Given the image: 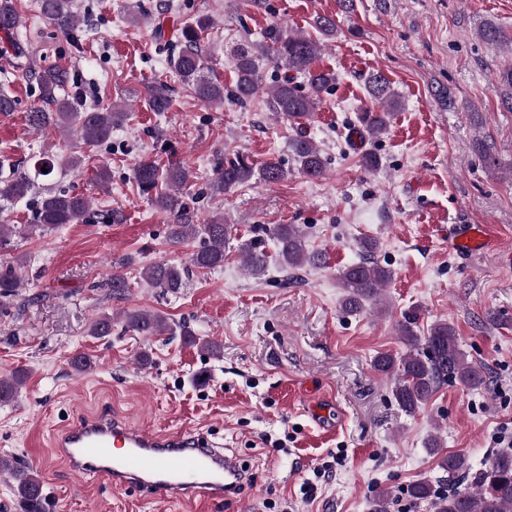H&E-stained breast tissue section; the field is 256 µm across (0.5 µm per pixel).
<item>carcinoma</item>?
<instances>
[{
	"mask_svg": "<svg viewBox=\"0 0 512 512\" xmlns=\"http://www.w3.org/2000/svg\"><path fill=\"white\" fill-rule=\"evenodd\" d=\"M40 12L56 31L73 38L78 33L77 5L74 0H40ZM315 30L324 39L336 38L338 24L333 15H319L314 20ZM211 21L200 16L178 28V54L170 56L171 70L182 82L190 86L195 96L205 104H222L226 101L239 107L252 102L263 83L261 61H271L285 69L286 74L276 81L267 98L268 109L291 121L295 134L289 147L297 170L310 180L320 179L326 173L328 158L323 149L307 134L306 121L314 116L322 94L336 83V74L316 66L321 45L316 38L292 33L277 22L271 23L262 40L234 55L235 79L231 86L207 79L202 75L204 57L201 36L209 30ZM19 25L14 0H0V30L9 32ZM479 37L492 45L512 43L497 24L488 22L478 32ZM42 103L29 111V122L38 129L56 127L70 131L83 144L97 147L112 139V129L121 125L127 113L116 107L96 105L84 108L78 104L80 93L59 98L57 90L67 81V71L50 68L37 76ZM369 96L381 105L382 111L365 110L359 122L363 131L375 136L387 129L388 121L400 105V96L391 88L390 81L380 72L368 82ZM144 104L152 112H166L171 105L168 86L157 84L148 87ZM47 172H42L41 168ZM8 164L0 162V213L4 206L27 197L36 188L39 179L50 176L54 162L43 153L34 163V175L15 176L6 172ZM192 178L190 170L179 162L160 165L155 160L139 161L133 170V179L143 193L152 190L156 195L152 203L166 215L168 243L173 247L199 240V246L188 257V264L155 262L143 268L142 280L162 294H175L183 287L189 267L214 270L224 266L225 246L231 239V226L213 219L196 224L178 190ZM258 178L267 183L288 179V168L279 159L256 164L248 155L237 153L232 158L217 155L213 162V175L208 190L220 196ZM91 199L75 193L45 189L33 224H0V248L12 237L45 235L65 224H77L89 214ZM259 235L239 242L237 246L244 271L260 277L271 264H276L285 278L291 280L293 270L304 267L318 268L327 263L326 254L310 248L300 227L296 224L262 225ZM276 246L275 255L265 250V239ZM362 259L347 266L339 274V287L343 288L342 309L347 313L358 312L367 303L377 304L384 286L392 279V271L381 266L374 258L378 241L364 237L359 241ZM126 264L119 260L112 264L106 287L115 299L125 298L129 280L124 272ZM22 280L15 266L0 264V306L9 301ZM125 327L136 336H181L195 341L190 323L174 322L157 312L131 310L125 315ZM417 321L407 317L398 323V335L409 350L399 357L381 353L375 360L376 369L394 379L393 396L403 411L411 415L426 404L436 390L447 382L458 381L478 389L485 385L482 369L467 359L460 349L455 328L447 321H437L422 335L415 330ZM90 335L105 338L112 335V314L102 311L93 319ZM27 376L19 368L0 378V402L16 393ZM427 451L440 456L438 472L425 476L406 486L408 505L416 509L426 504L431 512H512V448L501 450L490 457L481 468L473 470L468 457L463 454H441L437 436L426 442ZM0 469L12 472L18 478L17 497L22 512H49L39 472L32 467H17L0 458Z\"/></svg>",
	"mask_w": 512,
	"mask_h": 512,
	"instance_id": "cac0c4a2",
	"label": "carcinoma"
}]
</instances>
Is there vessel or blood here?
<instances>
[{"label": "vessel or blood", "mask_w": 512, "mask_h": 512, "mask_svg": "<svg viewBox=\"0 0 512 512\" xmlns=\"http://www.w3.org/2000/svg\"><path fill=\"white\" fill-rule=\"evenodd\" d=\"M492 226L473 225L450 237L451 246L492 245ZM55 455L82 480L98 477L169 502L236 499L246 481L236 460L201 432L152 434L111 414L86 416L57 432Z\"/></svg>", "instance_id": "b4317fda"}]
</instances>
